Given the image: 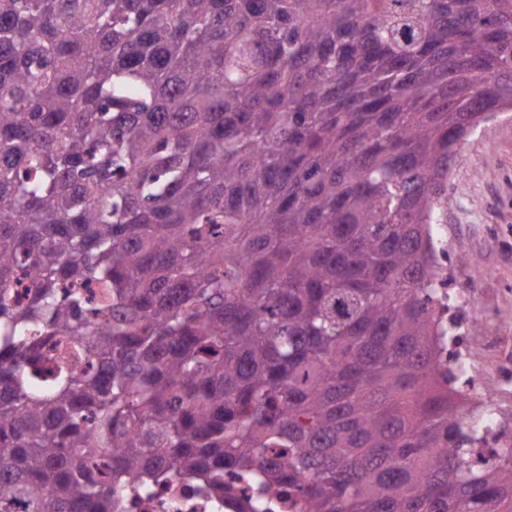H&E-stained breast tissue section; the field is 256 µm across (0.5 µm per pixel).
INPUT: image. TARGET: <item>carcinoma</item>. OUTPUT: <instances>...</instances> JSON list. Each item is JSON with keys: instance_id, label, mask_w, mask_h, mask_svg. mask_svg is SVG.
I'll list each match as a JSON object with an SVG mask.
<instances>
[{"instance_id": "1", "label": "carcinoma", "mask_w": 512, "mask_h": 512, "mask_svg": "<svg viewBox=\"0 0 512 512\" xmlns=\"http://www.w3.org/2000/svg\"><path fill=\"white\" fill-rule=\"evenodd\" d=\"M501 112L512 0H0V512H512L437 262ZM197 489L194 480L180 479L158 487L150 496L129 498L123 504L124 512H249L245 496L224 497L223 509L222 502Z\"/></svg>"}]
</instances>
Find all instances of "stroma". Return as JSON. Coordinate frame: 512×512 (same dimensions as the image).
Wrapping results in <instances>:
<instances>
[{"label": "stroma", "instance_id": "35a3bbf8", "mask_svg": "<svg viewBox=\"0 0 512 512\" xmlns=\"http://www.w3.org/2000/svg\"><path fill=\"white\" fill-rule=\"evenodd\" d=\"M438 260L448 278L459 348L473 389L512 439V115L483 123L464 143L448 182Z\"/></svg>", "mask_w": 512, "mask_h": 512}]
</instances>
